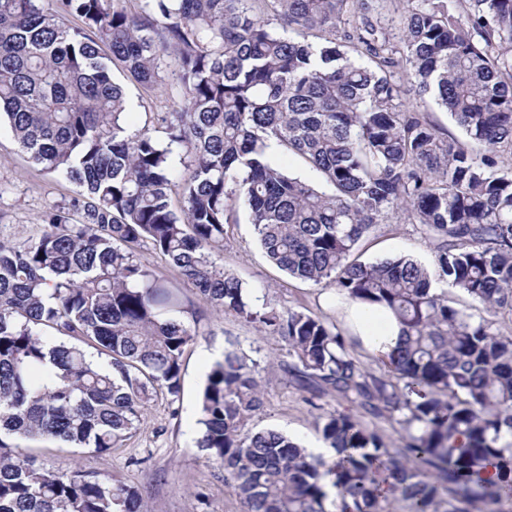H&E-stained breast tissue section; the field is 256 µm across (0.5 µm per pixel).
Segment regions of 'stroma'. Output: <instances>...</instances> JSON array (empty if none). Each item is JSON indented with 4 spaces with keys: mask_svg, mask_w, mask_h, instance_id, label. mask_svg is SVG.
<instances>
[{
    "mask_svg": "<svg viewBox=\"0 0 512 512\" xmlns=\"http://www.w3.org/2000/svg\"><path fill=\"white\" fill-rule=\"evenodd\" d=\"M111 71L126 90L131 129L142 128L153 113L181 110L182 93L171 79L147 89L120 62H113ZM76 190L64 177L33 164L8 128L0 127V237L25 241L37 232L45 212ZM227 231L221 262L243 281L256 308L291 309L335 322V311L322 303L324 286L290 277L266 259L246 210H239L237 223L228 225ZM399 255L429 264L434 244L419 225L395 219L362 238L351 258L367 263ZM138 257L179 288L185 306L197 315V338L182 357L179 394L151 400L124 445L112 454L26 440L20 441L19 452L45 469L78 468L123 482L138 490L144 512H242L239 498L224 480L223 467L197 446L198 396L213 362L222 358L227 341H236L257 364L265 405L254 418L253 428H277L303 443H317L321 437L315 421L320 410L334 411L338 404L326 399L321 408H314L305 393L289 383L281 369L288 360L287 348L279 337L256 331L252 323L236 315L215 311L191 282L151 249L141 248Z\"/></svg>",
    "mask_w": 512,
    "mask_h": 512,
    "instance_id": "1",
    "label": "stroma"
}]
</instances>
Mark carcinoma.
Wrapping results in <instances>:
<instances>
[{
	"instance_id": "1",
	"label": "carcinoma",
	"mask_w": 512,
	"mask_h": 512,
	"mask_svg": "<svg viewBox=\"0 0 512 512\" xmlns=\"http://www.w3.org/2000/svg\"><path fill=\"white\" fill-rule=\"evenodd\" d=\"M41 2L0 0V119L78 192L24 244L0 239V512H140L135 491L36 468L8 440L110 454L154 395L179 394L196 333L141 246L213 308L280 337L283 371L309 400L349 407L320 417L338 453L327 461L250 428L265 404L255 364L236 348L215 361L198 446L244 512H505L512 336L449 306L432 281L512 312V0H403L396 37L371 17L390 0ZM114 60L146 87L166 71L176 80L184 104L156 117L164 138L128 130ZM410 87L485 152L407 108ZM273 147L327 189L274 164ZM239 203L277 268L393 312L402 343L381 367L318 316L251 306L216 262ZM396 214L434 240L432 267L349 262ZM366 415L396 424L399 442Z\"/></svg>"
}]
</instances>
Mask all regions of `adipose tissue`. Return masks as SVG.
I'll use <instances>...</instances> for the list:
<instances>
[{
	"mask_svg": "<svg viewBox=\"0 0 512 512\" xmlns=\"http://www.w3.org/2000/svg\"><path fill=\"white\" fill-rule=\"evenodd\" d=\"M343 314L354 339L365 352L381 357L396 350L401 327L388 308L347 302L343 305Z\"/></svg>",
	"mask_w": 512,
	"mask_h": 512,
	"instance_id": "obj_1",
	"label": "adipose tissue"
}]
</instances>
